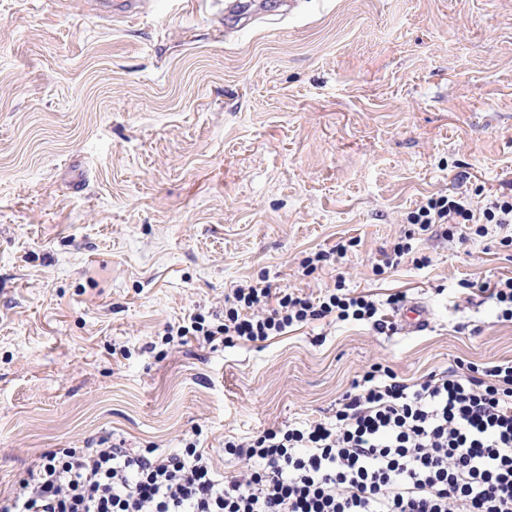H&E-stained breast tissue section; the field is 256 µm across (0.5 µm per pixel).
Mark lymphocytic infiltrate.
I'll return each mask as SVG.
<instances>
[{
	"mask_svg": "<svg viewBox=\"0 0 512 512\" xmlns=\"http://www.w3.org/2000/svg\"><path fill=\"white\" fill-rule=\"evenodd\" d=\"M393 255L415 235L472 224L478 236L512 234V200L474 207L466 193L433 195L408 216ZM380 301L346 286L318 294L268 284L233 288L223 322L194 312L167 325V341H265L333 319L394 330ZM239 463L225 476L197 441L176 453L138 452L100 439L95 448L41 456L0 512H512V360L490 366L458 360L408 384L375 364L327 420L224 443Z\"/></svg>",
	"mask_w": 512,
	"mask_h": 512,
	"instance_id": "lymphocytic-infiltrate-1",
	"label": "lymphocytic infiltrate"
}]
</instances>
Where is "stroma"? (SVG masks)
<instances>
[{
	"label": "stroma",
	"mask_w": 512,
	"mask_h": 512,
	"mask_svg": "<svg viewBox=\"0 0 512 512\" xmlns=\"http://www.w3.org/2000/svg\"><path fill=\"white\" fill-rule=\"evenodd\" d=\"M112 2L0 0V500L49 450L195 435L228 473L225 440L331 416L372 363L512 359V322L463 287L512 276L500 234L374 270L429 196L512 195V0ZM340 278L426 327L162 340L236 285Z\"/></svg>",
	"instance_id": "obj_1"
}]
</instances>
